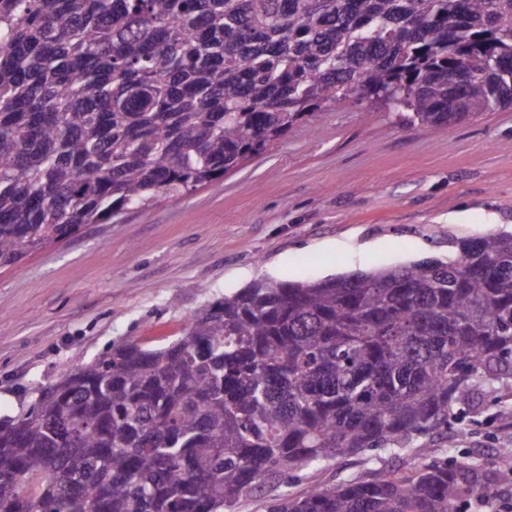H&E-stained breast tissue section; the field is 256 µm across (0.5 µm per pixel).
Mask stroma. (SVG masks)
I'll list each match as a JSON object with an SVG mask.
<instances>
[{"label":"stroma","mask_w":512,"mask_h":512,"mask_svg":"<svg viewBox=\"0 0 512 512\" xmlns=\"http://www.w3.org/2000/svg\"><path fill=\"white\" fill-rule=\"evenodd\" d=\"M512 232V107L424 131L350 96L306 117L220 180L130 209L109 224L0 267V418L25 413L42 386L130 339L158 344L188 319L261 280L303 282L447 259L455 244ZM512 404L475 395L466 443L364 451L264 483L269 498L431 460L486 473L494 495L461 512H512V438L494 415Z\"/></svg>","instance_id":"obj_1"}]
</instances>
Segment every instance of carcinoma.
Instances as JSON below:
<instances>
[{"mask_svg": "<svg viewBox=\"0 0 512 512\" xmlns=\"http://www.w3.org/2000/svg\"><path fill=\"white\" fill-rule=\"evenodd\" d=\"M359 83L427 131L512 105V0H0V267L212 183ZM458 256L258 282L0 420V512H234L370 450L461 443L512 376V234ZM432 460L265 512H459Z\"/></svg>", "mask_w": 512, "mask_h": 512, "instance_id": "carcinoma-1", "label": "carcinoma"}]
</instances>
